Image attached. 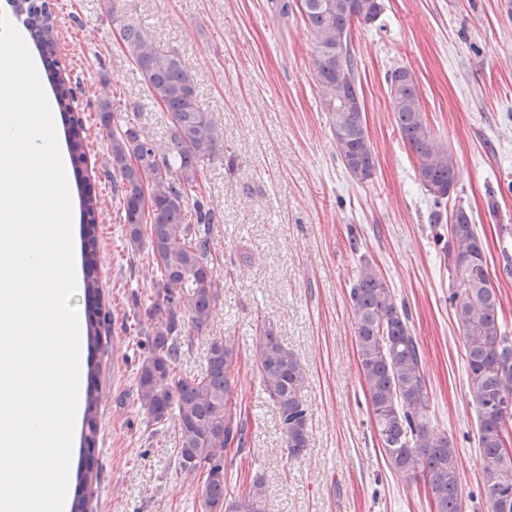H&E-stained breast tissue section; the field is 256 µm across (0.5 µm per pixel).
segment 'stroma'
<instances>
[{
	"instance_id": "35a3bbf8",
	"label": "stroma",
	"mask_w": 512,
	"mask_h": 512,
	"mask_svg": "<svg viewBox=\"0 0 512 512\" xmlns=\"http://www.w3.org/2000/svg\"><path fill=\"white\" fill-rule=\"evenodd\" d=\"M278 0H54L58 57L85 120L84 173L100 200L98 273L110 319L100 367V430L91 463L99 483L90 512H201L179 472L174 425L149 426L136 368L144 352L135 300L149 294L145 253L128 249L97 96L135 101L119 121L166 147L167 117L134 64L118 25L131 21L163 51H177L198 80L199 104L224 128L198 192L208 203L211 254L222 290L212 334L235 347L239 407L249 445L225 458L238 496L263 476L267 512H430L422 484L386 464L359 370L349 283L360 260L385 276L408 307L429 383L430 424L459 459L463 512H488L471 402L465 336L448 302L447 240L394 123L387 77L416 76L431 131L455 156L459 180L443 216L462 207L483 242L500 322L512 335V0H385L355 28L353 50L377 156L374 175L345 172L314 79L313 38ZM272 324L303 363L306 452L289 458L253 367L256 338Z\"/></svg>"
}]
</instances>
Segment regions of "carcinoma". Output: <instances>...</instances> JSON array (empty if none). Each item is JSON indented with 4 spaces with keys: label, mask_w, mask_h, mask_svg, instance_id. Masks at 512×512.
<instances>
[{
    "label": "carcinoma",
    "mask_w": 512,
    "mask_h": 512,
    "mask_svg": "<svg viewBox=\"0 0 512 512\" xmlns=\"http://www.w3.org/2000/svg\"><path fill=\"white\" fill-rule=\"evenodd\" d=\"M300 13L315 38L313 67L322 103L330 115L336 152L352 180L371 179L376 155L370 143L357 63L354 27L370 25L385 10L384 0H301ZM20 21L29 45L39 55L50 81L63 127L68 156L78 165L87 150L83 117L74 113L75 89L56 57L57 29L52 0H3ZM121 39L136 50L134 63L151 96L168 116L171 156H161L135 122L117 130L109 91L98 96L99 124L108 132L104 160L112 176V195L121 205L125 239L133 250L147 248L150 296L139 320L147 349L136 372L141 409L155 425L174 421L178 468L197 480L202 512H265L266 489L256 476L243 496L225 489L224 452H242L249 443L238 410L233 376L237 354L222 336H212L214 309L221 294L211 257V211L191 200L200 186L205 160L224 139V129L198 101L197 83L175 51L162 52L133 23L120 25ZM388 95L394 121L415 158V171L436 205L449 201L458 182L454 155L428 126L414 74L392 71ZM83 257L82 290L89 350L101 343L97 224L100 202L86 186H77ZM449 302L466 340L470 396L478 413V447L490 512H512V336L498 321L500 302L482 241L467 212L459 207L448 225ZM360 370L385 461L408 482H423L434 512H462L459 459L453 442L430 427V394L423 356L409 312L396 302L393 288L369 261L361 260L349 288ZM207 336L206 366L200 374L178 370L183 337ZM255 369L279 413L288 457H299L308 442V408L302 401V363L276 336L262 328L253 354ZM97 372L91 367L84 390L82 448L95 445L101 400ZM92 466L80 464L70 512H87L84 491L98 484Z\"/></svg>",
    "instance_id": "carcinoma-1"
}]
</instances>
